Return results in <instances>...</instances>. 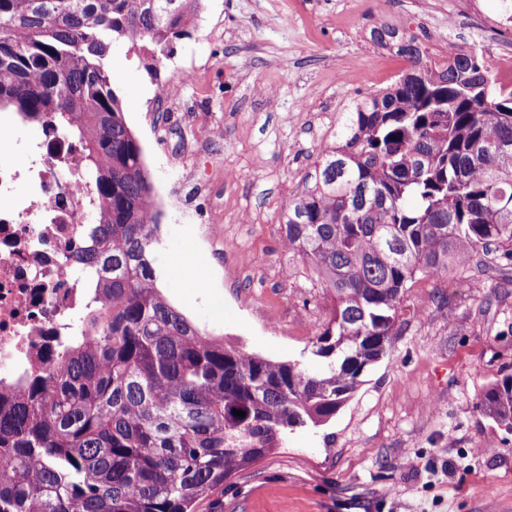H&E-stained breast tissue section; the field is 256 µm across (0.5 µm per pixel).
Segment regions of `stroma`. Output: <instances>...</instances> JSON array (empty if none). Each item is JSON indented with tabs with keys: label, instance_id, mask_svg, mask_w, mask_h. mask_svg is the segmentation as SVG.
<instances>
[{
	"label": "stroma",
	"instance_id": "stroma-1",
	"mask_svg": "<svg viewBox=\"0 0 512 512\" xmlns=\"http://www.w3.org/2000/svg\"><path fill=\"white\" fill-rule=\"evenodd\" d=\"M381 22L437 54L450 35L489 60L512 47V32L475 42L471 20L449 27L448 0H202L154 78L127 45L113 47L160 213L156 265L193 261L207 282L163 293L248 353L309 364L301 325L329 315L319 283L280 245L281 205L334 143L347 105L407 69L372 39ZM183 72L193 83L159 99V84ZM9 124L0 161L26 166L42 130ZM258 250L266 267L252 262ZM487 261L417 274L388 353L339 412L232 475L200 512H512V431L480 405L512 375V273Z\"/></svg>",
	"mask_w": 512,
	"mask_h": 512
}]
</instances>
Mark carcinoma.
<instances>
[{
  "label": "carcinoma",
  "instance_id": "carcinoma-1",
  "mask_svg": "<svg viewBox=\"0 0 512 512\" xmlns=\"http://www.w3.org/2000/svg\"><path fill=\"white\" fill-rule=\"evenodd\" d=\"M201 0H0V112L67 144L92 186L81 335L0 402V512H196L224 480L325 424L388 351L416 275L490 248L512 266V89L487 60L433 54L382 25L409 67L342 113L282 242L320 282L316 367L224 346L157 286L160 229L143 151L113 86L114 44L150 77ZM512 431V376L481 396ZM242 410L239 417L234 410Z\"/></svg>",
  "mask_w": 512,
  "mask_h": 512
}]
</instances>
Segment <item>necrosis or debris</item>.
I'll return each mask as SVG.
<instances>
[{"instance_id":"necrosis-or-debris-1","label":"necrosis or debris","mask_w":512,"mask_h":512,"mask_svg":"<svg viewBox=\"0 0 512 512\" xmlns=\"http://www.w3.org/2000/svg\"><path fill=\"white\" fill-rule=\"evenodd\" d=\"M26 166L0 162V390L17 393L44 355L62 351L86 304L77 259L86 241L85 186L44 134Z\"/></svg>"}]
</instances>
